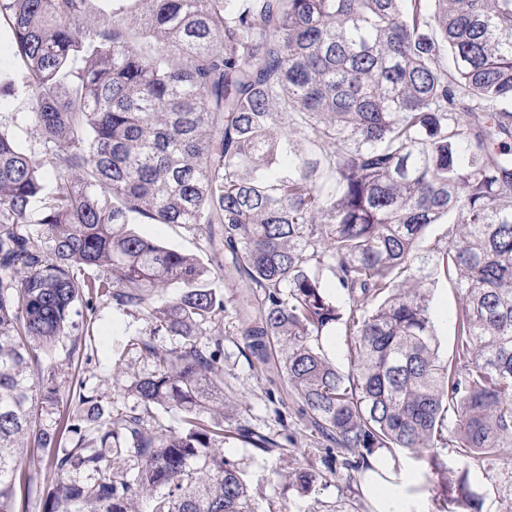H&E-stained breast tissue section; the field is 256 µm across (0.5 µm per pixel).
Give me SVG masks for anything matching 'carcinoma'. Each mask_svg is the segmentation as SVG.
Listing matches in <instances>:
<instances>
[{
  "label": "carcinoma",
  "mask_w": 512,
  "mask_h": 512,
  "mask_svg": "<svg viewBox=\"0 0 512 512\" xmlns=\"http://www.w3.org/2000/svg\"><path fill=\"white\" fill-rule=\"evenodd\" d=\"M91 2L0 0L41 145L0 130V512L33 490L21 445L56 441L35 423L57 392L45 356L101 297L146 317L132 346L151 370L127 390L181 428L78 395L46 512H138L139 496L148 512H255L221 451L224 295L137 220L228 252L224 276L246 283L238 333L315 429L363 468L379 450L428 463L453 512L440 450L479 463L512 447V158L495 148L512 136V0H133L108 16ZM451 215L434 269L458 299L445 361L418 262ZM174 281L179 297L148 302ZM336 328L346 374L315 345ZM160 335L183 342L163 353ZM285 479L308 492L317 477Z\"/></svg>",
  "instance_id": "cac0c4a2"
}]
</instances>
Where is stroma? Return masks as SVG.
Here are the masks:
<instances>
[{"mask_svg":"<svg viewBox=\"0 0 512 512\" xmlns=\"http://www.w3.org/2000/svg\"><path fill=\"white\" fill-rule=\"evenodd\" d=\"M31 97L24 88L0 95V130L12 135L28 153L40 151L39 133L28 121ZM434 327L440 355H453V314L457 298L445 282L430 283ZM76 328L70 329L49 357L57 368V401L44 405L37 415L41 428L58 427L63 413L77 409L73 387L83 383L102 404L129 408L138 402L126 390L129 379L148 373L150 366L129 343L147 328L140 313L98 299L93 310L78 306ZM224 390L234 404L224 415L225 429L245 424L282 444L281 452L262 456L239 440L226 439L222 450L242 471L255 500L257 512H373L362 491L363 471L351 469L337 445L323 438L302 415L301 404L285 383L278 363L250 362L237 334L233 312L224 315ZM284 416H277V409ZM448 467V489L456 491L460 475H467L470 489L480 500V512H512V447L499 456L465 467L455 448L441 452ZM308 468L320 480L305 494L287 485L284 476Z\"/></svg>","mask_w":512,"mask_h":512,"instance_id":"obj_1","label":"stroma"}]
</instances>
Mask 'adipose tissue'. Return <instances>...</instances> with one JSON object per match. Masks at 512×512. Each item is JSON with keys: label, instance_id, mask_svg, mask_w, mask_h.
Returning <instances> with one entry per match:
<instances>
[{"label": "adipose tissue", "instance_id": "obj_1", "mask_svg": "<svg viewBox=\"0 0 512 512\" xmlns=\"http://www.w3.org/2000/svg\"><path fill=\"white\" fill-rule=\"evenodd\" d=\"M371 464L363 489L374 512H420L419 498L411 491L417 479L408 465H395L384 455L373 458Z\"/></svg>", "mask_w": 512, "mask_h": 512}]
</instances>
